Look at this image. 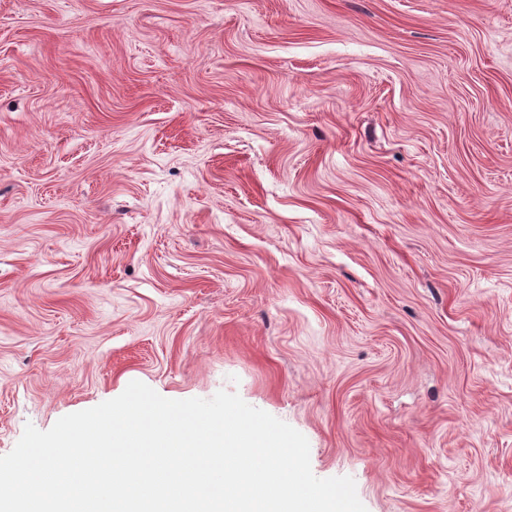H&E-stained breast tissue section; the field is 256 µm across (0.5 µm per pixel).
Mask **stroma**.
<instances>
[{
	"label": "stroma",
	"mask_w": 512,
	"mask_h": 512,
	"mask_svg": "<svg viewBox=\"0 0 512 512\" xmlns=\"http://www.w3.org/2000/svg\"><path fill=\"white\" fill-rule=\"evenodd\" d=\"M135 380L512 512V0H0V455Z\"/></svg>",
	"instance_id": "1"
}]
</instances>
